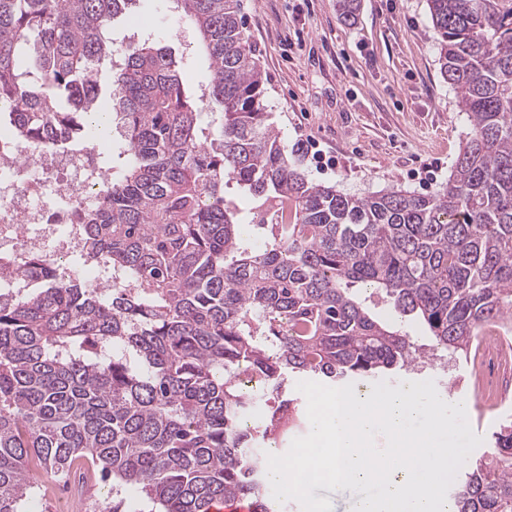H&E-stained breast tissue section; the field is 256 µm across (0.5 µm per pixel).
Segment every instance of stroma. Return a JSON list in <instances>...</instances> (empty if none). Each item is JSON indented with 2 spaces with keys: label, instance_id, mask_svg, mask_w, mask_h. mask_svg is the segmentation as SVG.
Masks as SVG:
<instances>
[{
  "label": "stroma",
  "instance_id": "35a3bbf8",
  "mask_svg": "<svg viewBox=\"0 0 512 512\" xmlns=\"http://www.w3.org/2000/svg\"><path fill=\"white\" fill-rule=\"evenodd\" d=\"M344 21L336 0H242L241 24L266 75L264 105L309 179L362 196L399 186L430 194L445 183L470 130L440 74L427 0H358ZM143 34L171 46L186 85L210 78L195 37L166 0H138ZM390 386L434 381L439 396L463 403L480 436L512 413V398L483 406L471 364L382 373ZM109 486L80 470L65 479L37 476L23 512H105Z\"/></svg>",
  "mask_w": 512,
  "mask_h": 512
}]
</instances>
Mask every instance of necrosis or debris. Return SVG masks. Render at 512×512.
<instances>
[{
    "label": "necrosis or debris",
    "mask_w": 512,
    "mask_h": 512,
    "mask_svg": "<svg viewBox=\"0 0 512 512\" xmlns=\"http://www.w3.org/2000/svg\"><path fill=\"white\" fill-rule=\"evenodd\" d=\"M95 155L88 148L41 152L25 165L0 160V254L38 248L60 260L82 249L76 213L93 206L98 189L112 179ZM481 359L485 393L496 399L512 390V378L499 373L512 362V337L494 330Z\"/></svg>",
    "instance_id": "obj_1"
}]
</instances>
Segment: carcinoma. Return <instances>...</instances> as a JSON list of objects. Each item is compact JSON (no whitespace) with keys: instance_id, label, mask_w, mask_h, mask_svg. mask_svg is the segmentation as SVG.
I'll return each mask as SVG.
<instances>
[{"instance_id":"obj_1","label":"carcinoma","mask_w":512,"mask_h":512,"mask_svg":"<svg viewBox=\"0 0 512 512\" xmlns=\"http://www.w3.org/2000/svg\"><path fill=\"white\" fill-rule=\"evenodd\" d=\"M136 0H0V126L23 158L122 129L112 183L77 214L105 288L66 283L30 252L0 278V512H19L31 465L87 461L159 512L226 496L279 512L260 472L301 418L288 376L336 383L417 357L351 287L382 291L432 349L468 356L512 324V0H427L440 73L467 133L441 189L347 194L306 177L263 104L240 0H168L209 63L207 95L170 48L117 45ZM114 87L96 67L113 57ZM220 114V135L203 112ZM463 466L450 512H512V418Z\"/></svg>"}]
</instances>
